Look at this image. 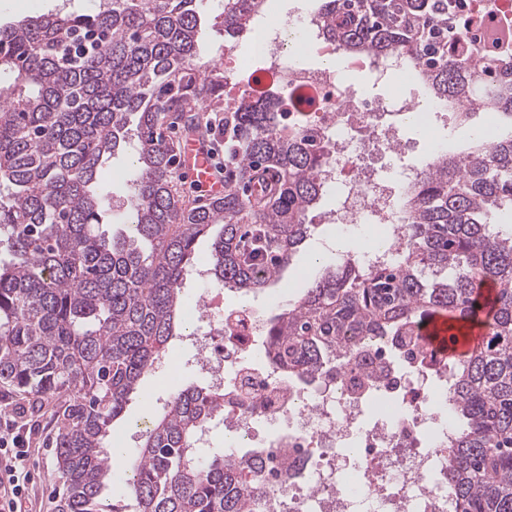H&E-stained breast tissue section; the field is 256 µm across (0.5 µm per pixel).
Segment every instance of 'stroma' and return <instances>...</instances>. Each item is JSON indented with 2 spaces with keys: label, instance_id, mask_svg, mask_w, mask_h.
Listing matches in <instances>:
<instances>
[{
  "label": "stroma",
  "instance_id": "35a3bbf8",
  "mask_svg": "<svg viewBox=\"0 0 512 512\" xmlns=\"http://www.w3.org/2000/svg\"><path fill=\"white\" fill-rule=\"evenodd\" d=\"M93 4L94 0H0V24L14 22L26 16L51 13L64 7L71 11L89 9ZM217 13L218 8L214 0H209L204 16L201 53L209 57L223 58L225 67L229 68L249 58L250 41L246 38L241 39L233 50H225L223 27ZM346 80L356 90L358 96L368 99L389 97L396 92L414 93L423 102L428 99L425 88L414 80L406 83L396 80L378 85L374 83L371 73L366 70L348 71ZM401 135L409 144V149L404 155L377 154L372 158L380 175L388 180L395 179L402 168H423L430 157L427 142L417 127L403 125ZM128 167L127 156L119 152L108 159L100 176L101 186L107 191L110 200V208L104 222L114 231L121 230L124 225L121 205L128 193L125 182ZM335 206V190L325 188L308 215L311 234L298 247L280 280L258 293L225 291V304L251 307L259 310L261 317H270L277 313L279 307L286 301L299 298L307 288L309 280L321 272L323 267L335 265L337 256L335 250L331 248L335 238L340 237L358 245L368 239L369 234L363 229L324 223V215ZM169 354L181 362L180 374L174 376L161 370H154L145 375L139 383V395L132 397L127 406L125 419L116 424L117 432L121 436L120 448L124 458L130 459L135 456L146 429L142 422L141 393L152 392V408L157 411L162 409L165 401L175 393L198 380L192 364L193 353L190 347L177 339L172 342ZM49 436L50 429L46 426L30 430L29 470L36 494V505L41 512H55V500L58 495L54 479V454L48 443Z\"/></svg>",
  "mask_w": 512,
  "mask_h": 512
}]
</instances>
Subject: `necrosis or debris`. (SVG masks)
Wrapping results in <instances>:
<instances>
[{"mask_svg":"<svg viewBox=\"0 0 512 512\" xmlns=\"http://www.w3.org/2000/svg\"><path fill=\"white\" fill-rule=\"evenodd\" d=\"M287 29L277 23L259 30L255 49L268 63L262 87L306 99L330 148L327 182L342 198L333 223L377 225L387 246L365 259L392 258L406 239L405 216L383 181L363 170L352 134L369 130L377 146L398 153L399 131L379 124L382 103H355L342 71L306 66ZM192 314L197 366L207 386L224 393L227 434L251 448L258 426L269 424L294 448L290 475L266 476L270 512H454L442 451L448 418L439 405L448 373L422 362L419 347L377 342L338 367L329 390H311L259 356L251 310L226 309L207 292Z\"/></svg>","mask_w":512,"mask_h":512,"instance_id":"obj_1","label":"necrosis or debris"}]
</instances>
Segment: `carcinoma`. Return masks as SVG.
<instances>
[{
  "label": "carcinoma",
  "mask_w": 512,
  "mask_h": 512,
  "mask_svg": "<svg viewBox=\"0 0 512 512\" xmlns=\"http://www.w3.org/2000/svg\"><path fill=\"white\" fill-rule=\"evenodd\" d=\"M265 0H224L231 50ZM464 0H318V35L345 54L400 56L434 97L512 123V50L483 58L451 24ZM203 0H98L85 13L29 16L0 27V401L20 395L35 421L54 402L56 512H256L266 493L260 448L204 456L197 434L225 414L191 384L150 420L129 465L128 505L105 497L117 465L106 449L145 373L167 355L186 310L185 277L211 236L210 277L258 292L277 281L305 240L326 185L327 147L308 117L286 120L275 92L253 98L200 61ZM224 114V196L180 195L176 141ZM131 149V235L99 231L105 162ZM407 240L394 258L352 252L266 323L264 351L310 384L352 351L418 330L436 313L481 325L483 342L448 368L446 448L455 512H512V133L430 155L399 198Z\"/></svg>",
  "instance_id": "cac0c4a2"
}]
</instances>
